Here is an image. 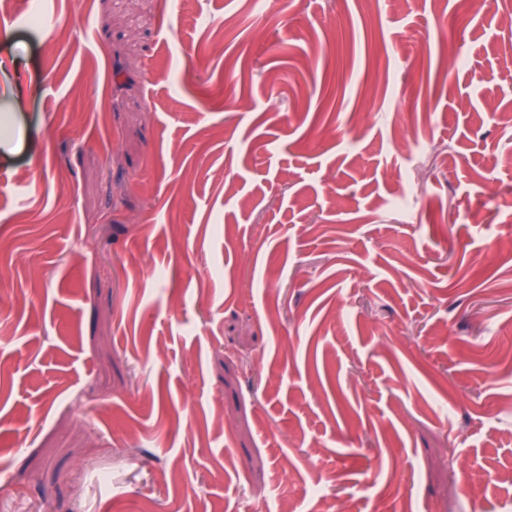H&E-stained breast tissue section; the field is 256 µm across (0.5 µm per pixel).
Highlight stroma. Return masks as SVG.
I'll return each instance as SVG.
<instances>
[{
  "instance_id": "obj_1",
  "label": "stroma",
  "mask_w": 512,
  "mask_h": 512,
  "mask_svg": "<svg viewBox=\"0 0 512 512\" xmlns=\"http://www.w3.org/2000/svg\"><path fill=\"white\" fill-rule=\"evenodd\" d=\"M509 114L512 0H0V501L506 512Z\"/></svg>"
}]
</instances>
